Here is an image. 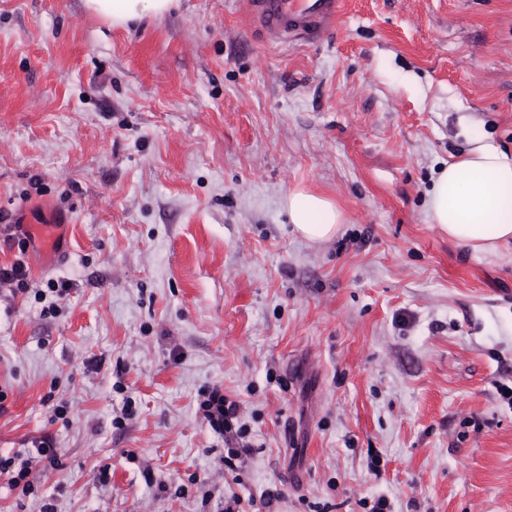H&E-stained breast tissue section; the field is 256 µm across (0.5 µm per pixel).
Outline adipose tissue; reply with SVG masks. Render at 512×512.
<instances>
[{
  "label": "adipose tissue",
  "instance_id": "1",
  "mask_svg": "<svg viewBox=\"0 0 512 512\" xmlns=\"http://www.w3.org/2000/svg\"><path fill=\"white\" fill-rule=\"evenodd\" d=\"M175 0H84L88 12L113 27L165 15ZM432 223L473 252L492 254L512 241V156L480 141L438 172L428 192ZM295 232L310 242L330 240L345 217L327 196L297 190L286 199Z\"/></svg>",
  "mask_w": 512,
  "mask_h": 512
}]
</instances>
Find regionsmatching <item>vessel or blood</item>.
<instances>
[{"mask_svg": "<svg viewBox=\"0 0 512 512\" xmlns=\"http://www.w3.org/2000/svg\"><path fill=\"white\" fill-rule=\"evenodd\" d=\"M254 33L279 43L310 41L330 31L341 16L344 0H242ZM34 242L44 257L57 255L63 228L35 225Z\"/></svg>", "mask_w": 512, "mask_h": 512, "instance_id": "vessel-or-blood-1", "label": "vessel or blood"}]
</instances>
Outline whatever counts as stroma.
Segmentation results:
<instances>
[{"label": "stroma", "mask_w": 512, "mask_h": 512, "mask_svg": "<svg viewBox=\"0 0 512 512\" xmlns=\"http://www.w3.org/2000/svg\"><path fill=\"white\" fill-rule=\"evenodd\" d=\"M479 136L512 153V0H346L293 45L239 0L125 28L0 0V263L28 268L0 287V454L61 462L0 478V512H512V242L427 208ZM300 187L336 237L294 232ZM214 385L257 447L236 483ZM286 207L294 231L310 242L330 240L345 222L344 213L336 202L308 190L288 193ZM33 230L34 243L38 252L49 260L55 258L63 236L61 224H37L33 226ZM35 447L36 448H34V450H28L26 458H21L22 455L18 453L12 457H4L0 455V478L3 475H7L9 487L12 489H18L21 487V492L24 495L31 493L32 491V485L27 478L30 474V465L34 459L45 457L49 458L51 465H55V462L58 464L55 448H53L49 441H40V443ZM19 457L21 458V461L16 463V460H18Z\"/></svg>", "instance_id": "obj_1"}]
</instances>
